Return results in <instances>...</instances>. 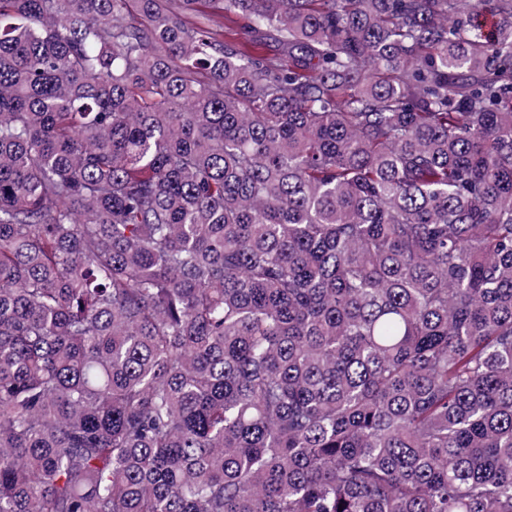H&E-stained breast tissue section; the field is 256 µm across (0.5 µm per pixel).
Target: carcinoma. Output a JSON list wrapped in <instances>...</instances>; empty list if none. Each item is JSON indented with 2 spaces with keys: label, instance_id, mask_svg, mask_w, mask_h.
I'll list each match as a JSON object with an SVG mask.
<instances>
[{
  "label": "carcinoma",
  "instance_id": "carcinoma-1",
  "mask_svg": "<svg viewBox=\"0 0 512 512\" xmlns=\"http://www.w3.org/2000/svg\"><path fill=\"white\" fill-rule=\"evenodd\" d=\"M0 512H512V0H0ZM249 24L244 20H238L232 28L238 33V37L249 47H256L254 50L258 52L268 51L271 54L275 53V48L270 43L266 42L258 32H251Z\"/></svg>",
  "mask_w": 512,
  "mask_h": 512
}]
</instances>
